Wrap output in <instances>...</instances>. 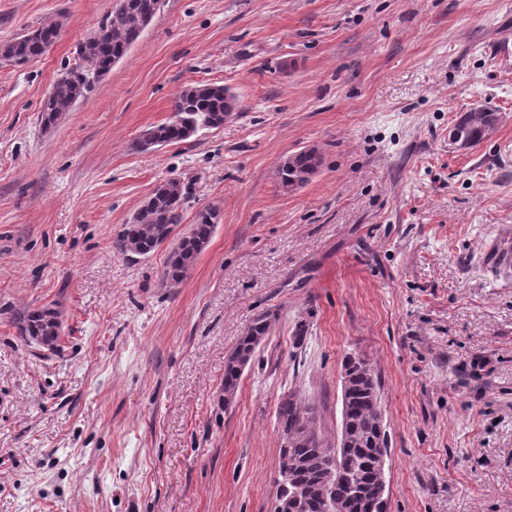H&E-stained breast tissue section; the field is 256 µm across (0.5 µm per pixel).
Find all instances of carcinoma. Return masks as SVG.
I'll list each match as a JSON object with an SVG mask.
<instances>
[{"mask_svg":"<svg viewBox=\"0 0 512 512\" xmlns=\"http://www.w3.org/2000/svg\"><path fill=\"white\" fill-rule=\"evenodd\" d=\"M161 0H118L116 8L106 14L97 30L80 42L77 55L82 64L68 68L53 83L52 91L41 102L45 123L50 124L63 112H70L78 101L87 98L96 82L110 73L113 59H123L140 37L139 20L155 16ZM61 37V24L46 22L0 45V58L23 66L50 51ZM238 106L237 96L224 86L214 83L191 85L179 91L173 101V111L183 119L152 126L143 132L141 142L148 139L156 146L185 142L198 134L224 125L225 118ZM499 114L487 107L477 106L463 113L453 126V140L464 147L474 146L491 134L498 125ZM310 157L296 153L288 157L279 170L283 189L290 190L288 169L302 170ZM188 186L171 179L154 190L134 214V219L122 226L113 238V250L128 258L144 257L162 246L161 235L171 236L174 227L183 223L185 204L189 198ZM217 213L212 207L199 209L188 230L171 246L162 274L166 284H177L186 275L213 236ZM19 333L25 340L41 348L52 349L60 336L59 314L53 309H38L20 313L16 317ZM271 329V317L261 314L255 318L246 336L224 363V406L236 399L239 382L244 372L243 362H251L258 346ZM352 395L349 404L351 426L348 432L350 447L330 448L316 428L317 407L293 396L283 399L277 410V424L282 440L288 448H279V467L286 460L295 463L292 483L304 491V506L288 512H321L320 503L325 458L336 451V480L329 489V498L335 502L333 512H369L371 488L381 484L379 473L372 469L370 454L374 416L380 408L379 397L371 394L378 388L365 372L351 371Z\"/></svg>","mask_w":512,"mask_h":512,"instance_id":"cac0c4a2","label":"carcinoma"}]
</instances>
